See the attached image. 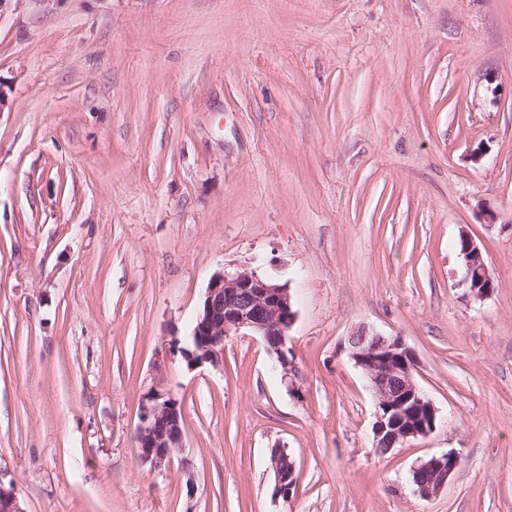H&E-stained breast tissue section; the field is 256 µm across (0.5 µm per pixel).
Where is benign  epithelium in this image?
I'll return each mask as SVG.
<instances>
[{"label": "benign epithelium", "instance_id": "1", "mask_svg": "<svg viewBox=\"0 0 512 512\" xmlns=\"http://www.w3.org/2000/svg\"><path fill=\"white\" fill-rule=\"evenodd\" d=\"M465 282L478 298L491 294L494 283L480 247L461 230ZM296 311L288 288L248 267L217 272L206 288L185 359L191 365L217 363L224 339L247 331L260 337L267 353L284 370H292L289 331ZM349 357L360 369L375 402L374 447L388 451L409 439L424 437L436 428L437 411L415 381L416 360L399 336H384L363 327L350 337ZM182 410L175 399L161 394L141 406L136 431L140 461L161 470L185 448ZM459 467L455 451L433 455L411 473L414 492L423 499L436 496ZM274 494L289 498L297 481L294 459L283 448L271 450ZM0 471V512H24L13 483Z\"/></svg>", "mask_w": 512, "mask_h": 512}]
</instances>
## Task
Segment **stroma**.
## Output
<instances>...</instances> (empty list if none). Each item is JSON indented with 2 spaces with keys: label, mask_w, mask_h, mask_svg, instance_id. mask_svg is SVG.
<instances>
[{
  "label": "stroma",
  "mask_w": 512,
  "mask_h": 512,
  "mask_svg": "<svg viewBox=\"0 0 512 512\" xmlns=\"http://www.w3.org/2000/svg\"><path fill=\"white\" fill-rule=\"evenodd\" d=\"M0 89V470L24 512H512V0H0ZM243 265L289 289L291 372L248 332L180 353ZM364 326L437 410L384 454ZM155 394L190 471L137 457ZM460 233L464 237L463 248L459 237L456 241V248L461 251L459 254L464 260L465 282L469 285L474 296L477 298L486 297L493 292L495 285L490 269L480 247L470 234L466 230L460 231ZM270 468L274 473V494L288 499L297 481L296 464L285 449L271 450ZM459 460L457 452L448 451L421 462L411 473L414 492L423 499L436 496L458 470Z\"/></svg>",
  "instance_id": "stroma-1"
}]
</instances>
